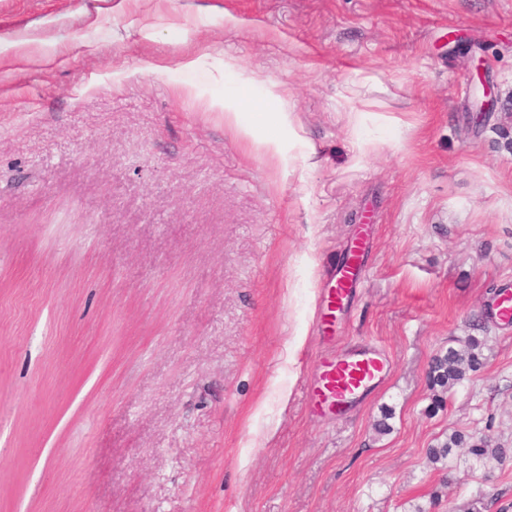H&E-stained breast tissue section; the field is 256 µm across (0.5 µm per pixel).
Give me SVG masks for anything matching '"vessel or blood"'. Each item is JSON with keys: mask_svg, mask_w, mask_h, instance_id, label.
Masks as SVG:
<instances>
[{"mask_svg": "<svg viewBox=\"0 0 512 512\" xmlns=\"http://www.w3.org/2000/svg\"><path fill=\"white\" fill-rule=\"evenodd\" d=\"M354 267L335 275L329 289V304L343 305L350 294ZM387 362L374 348L347 349L324 364L312 385L308 399L314 408L324 407L343 413L353 403L373 390L383 387L387 378Z\"/></svg>", "mask_w": 512, "mask_h": 512, "instance_id": "vessel-or-blood-1", "label": "vessel or blood"}]
</instances>
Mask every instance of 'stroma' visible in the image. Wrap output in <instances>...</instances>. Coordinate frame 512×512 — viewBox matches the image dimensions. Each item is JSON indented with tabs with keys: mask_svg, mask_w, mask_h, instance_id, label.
I'll return each instance as SVG.
<instances>
[{
	"mask_svg": "<svg viewBox=\"0 0 512 512\" xmlns=\"http://www.w3.org/2000/svg\"><path fill=\"white\" fill-rule=\"evenodd\" d=\"M505 280L512 0H0V512H512ZM352 255L347 259V262H354V254L356 255L357 262L354 266L347 267L342 273L338 272L337 275L332 279L334 284L329 288L328 293V309H334L332 307L333 304H336V310L341 305L344 304V300H346L350 294L351 283L354 277V272L356 268L360 265V257H361V247L357 246L356 249L352 250ZM481 345L480 339L470 336L462 350L450 349L445 355L435 357L429 371L432 383L449 392L466 379L470 372L477 371L481 366ZM387 362L375 348L347 349L326 362L312 385L308 399L316 409L345 412L353 403L383 387Z\"/></svg>",
	"mask_w": 512,
	"mask_h": 512,
	"instance_id": "stroma-1",
	"label": "stroma"
}]
</instances>
